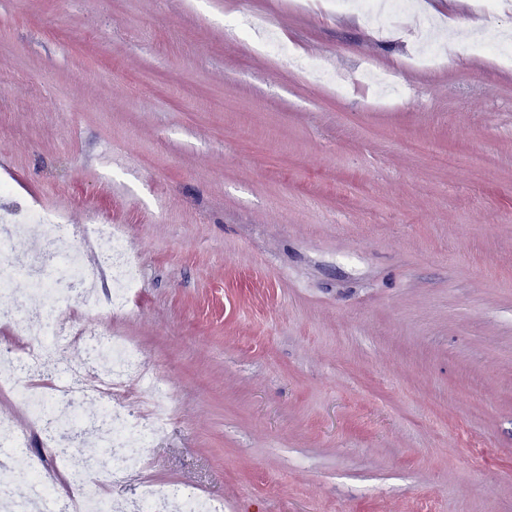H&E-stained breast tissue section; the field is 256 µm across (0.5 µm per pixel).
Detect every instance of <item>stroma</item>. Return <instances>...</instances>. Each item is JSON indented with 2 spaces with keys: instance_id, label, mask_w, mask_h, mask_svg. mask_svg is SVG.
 <instances>
[{
  "instance_id": "35a3bbf8",
  "label": "stroma",
  "mask_w": 512,
  "mask_h": 512,
  "mask_svg": "<svg viewBox=\"0 0 512 512\" xmlns=\"http://www.w3.org/2000/svg\"><path fill=\"white\" fill-rule=\"evenodd\" d=\"M429 2L384 40L327 0H0V181L122 227L135 304L99 326L159 386L118 405L174 412L106 496L512 512V65L409 62L418 29L512 14ZM245 11L348 88L235 41Z\"/></svg>"
}]
</instances>
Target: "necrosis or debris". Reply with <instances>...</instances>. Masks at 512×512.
<instances>
[{
  "label": "necrosis or debris",
  "instance_id": "obj_1",
  "mask_svg": "<svg viewBox=\"0 0 512 512\" xmlns=\"http://www.w3.org/2000/svg\"><path fill=\"white\" fill-rule=\"evenodd\" d=\"M351 3L383 34L390 33L392 17L404 15L409 9L407 0H335L339 9ZM31 233L42 234L49 249L42 259L20 271L13 262L9 245ZM81 235L86 248L73 250L61 258L54 246L70 237V226L61 216L30 209L22 215L10 212L0 218V321L17 331L34 324L45 333L44 338L33 340L22 352L0 354V360L10 365L8 381L17 387L18 402L52 458L66 469L77 490L76 496L55 500L52 487L45 482L44 459L42 455L28 453L24 430L0 421V446L28 454L27 474L40 483L42 498L54 499L56 512H170L175 506L180 512H224L223 505L201 501L199 496L178 486L144 485L137 498L130 501L101 498L87 481L94 461L78 453L77 440L63 442L65 429L85 425L97 428L104 446L124 462L123 469L111 473L113 482L118 483L127 473L141 468L145 448L173 422L171 408L162 404L134 423L124 413L111 408L113 390L127 380L143 377L145 368L140 350L124 338L101 331L96 319L89 315L71 323L61 314L64 300L56 289L60 278L77 285L78 300L88 311L126 308L139 280V268L131 259L123 237L112 225L93 222L83 226ZM104 271L112 276V292L108 299L102 300L97 298L96 288ZM21 277L29 283V296L24 302L15 289V282ZM59 337L83 349V365L78 370L58 366L50 384H38L44 361L56 355L55 340ZM85 370L97 371L95 385L84 384L81 373ZM89 401L98 402L97 412L84 411L83 405Z\"/></svg>",
  "mask_w": 512,
  "mask_h": 512
}]
</instances>
